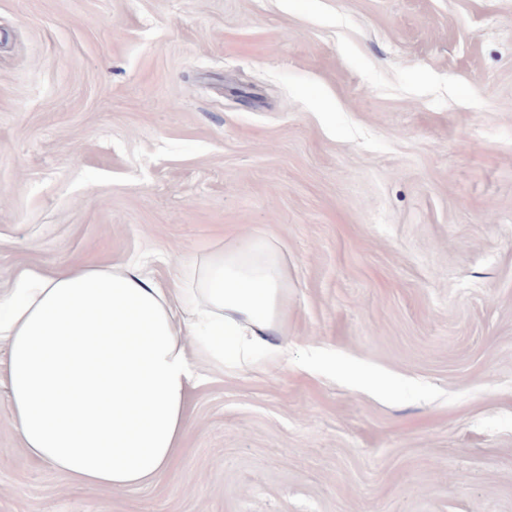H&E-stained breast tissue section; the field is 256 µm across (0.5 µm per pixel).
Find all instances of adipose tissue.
I'll return each mask as SVG.
<instances>
[{
  "label": "adipose tissue",
  "instance_id": "ef3b65f1",
  "mask_svg": "<svg viewBox=\"0 0 512 512\" xmlns=\"http://www.w3.org/2000/svg\"><path fill=\"white\" fill-rule=\"evenodd\" d=\"M288 268L266 237L236 236L175 265L20 270L0 297V364L24 450L72 480L115 491L169 471L205 369L278 364Z\"/></svg>",
  "mask_w": 512,
  "mask_h": 512
}]
</instances>
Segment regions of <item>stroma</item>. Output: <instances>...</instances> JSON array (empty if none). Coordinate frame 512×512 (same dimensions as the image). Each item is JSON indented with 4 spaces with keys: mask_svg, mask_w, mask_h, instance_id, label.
I'll return each instance as SVG.
<instances>
[{
    "mask_svg": "<svg viewBox=\"0 0 512 512\" xmlns=\"http://www.w3.org/2000/svg\"><path fill=\"white\" fill-rule=\"evenodd\" d=\"M288 264L280 365L211 369L172 471L82 486L0 385V512H512V0H0L19 269Z\"/></svg>",
    "mask_w": 512,
    "mask_h": 512,
    "instance_id": "1",
    "label": "stroma"
}]
</instances>
